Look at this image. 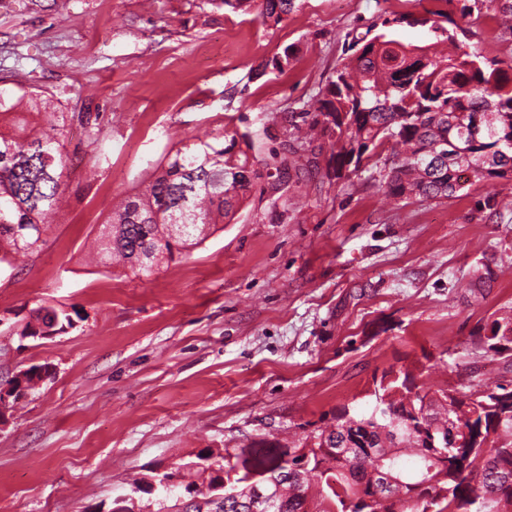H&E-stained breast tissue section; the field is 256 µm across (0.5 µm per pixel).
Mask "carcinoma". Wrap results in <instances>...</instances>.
Returning a JSON list of instances; mask_svg holds the SVG:
<instances>
[{
    "label": "carcinoma",
    "instance_id": "carcinoma-1",
    "mask_svg": "<svg viewBox=\"0 0 512 512\" xmlns=\"http://www.w3.org/2000/svg\"><path fill=\"white\" fill-rule=\"evenodd\" d=\"M255 2L261 22L274 27L296 0H220L232 12ZM405 25L427 27L439 40L409 49L395 37ZM382 27L353 36L357 51L301 110L304 125L292 124L288 160L276 165L277 150L269 152L266 177L281 180L293 170L348 179L374 159L382 163L385 194L396 199L448 198L476 182L512 181V65L459 44L460 24L443 11L396 14ZM28 114L44 115L48 130L26 133ZM4 116L20 134L0 133V263L45 243L65 192L63 148L74 119H85L93 144L105 129L98 112H59L51 99L26 92L0 91ZM239 137L246 135L212 130L168 152L146 188L122 199L102 225L100 263L118 258L149 276L232 218L260 176L257 158L236 149ZM387 143L392 153L384 157L377 149ZM478 344L511 358L512 314L494 319ZM411 376L410 369L383 371L369 392L372 410L343 406L337 429H315L292 449L259 456L247 446L224 449L219 471L238 497L206 512H252L249 499L271 483L277 512H512V415L500 420L496 412L512 401V387L478 382L413 399ZM460 421L463 431L454 436ZM432 428L446 429L450 441L482 433L491 439L485 448H431ZM343 441L351 446L342 454ZM377 459L394 465L402 485L383 487ZM166 494L184 498V512H201L185 487Z\"/></svg>",
    "mask_w": 512,
    "mask_h": 512
}]
</instances>
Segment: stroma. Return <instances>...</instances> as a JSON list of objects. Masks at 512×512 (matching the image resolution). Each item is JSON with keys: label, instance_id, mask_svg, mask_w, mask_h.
<instances>
[{"label": "stroma", "instance_id": "stroma-1", "mask_svg": "<svg viewBox=\"0 0 512 512\" xmlns=\"http://www.w3.org/2000/svg\"><path fill=\"white\" fill-rule=\"evenodd\" d=\"M460 0H296L276 27L216 0H0V89L98 112L106 136L72 131L66 195L46 242L0 265V381L48 378L0 424V512H111L136 481L274 441L294 446L368 409L389 368L419 389L512 381L474 338L512 309V224L491 220L481 182L448 199L390 200L378 169L344 181L254 180L234 217L149 277L93 262L115 198L141 190L179 141L226 128L266 158L290 111L349 57L352 34L397 13H458ZM512 59V31L480 9L461 36ZM294 45L290 68L267 61ZM288 209L280 222L269 207ZM490 267L485 287L475 274ZM64 309L52 340L20 334L34 309Z\"/></svg>", "mask_w": 512, "mask_h": 512}]
</instances>
